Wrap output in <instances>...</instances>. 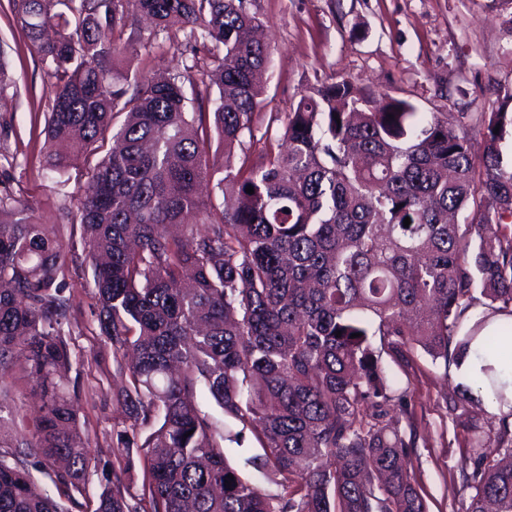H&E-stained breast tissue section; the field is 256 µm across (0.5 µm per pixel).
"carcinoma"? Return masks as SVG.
Masks as SVG:
<instances>
[{
	"instance_id": "1",
	"label": "carcinoma",
	"mask_w": 512,
	"mask_h": 512,
	"mask_svg": "<svg viewBox=\"0 0 512 512\" xmlns=\"http://www.w3.org/2000/svg\"><path fill=\"white\" fill-rule=\"evenodd\" d=\"M13 7L49 78L51 166L74 147L105 154L60 212L81 225L78 245L0 191V380L19 366L39 397L22 434L0 415V512H428L392 367L411 383L420 349L446 381L472 345L487 364L447 395L469 425L465 512H512V383L491 364L512 344L494 320L512 317V85L491 112L421 113L342 78L264 117L272 48L248 0ZM175 25L208 53L205 112L188 111L189 66L130 94L115 69ZM67 256L91 267L126 379L113 400L139 495L120 461L89 486L98 462L63 376ZM476 307L489 314L461 331ZM486 394L497 414L483 426ZM202 399L238 431L218 430ZM246 432L263 450L246 464L281 493L229 462Z\"/></svg>"
}]
</instances>
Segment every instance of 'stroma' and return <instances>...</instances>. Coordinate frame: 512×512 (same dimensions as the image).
<instances>
[{
    "instance_id": "35a3bbf8",
    "label": "stroma",
    "mask_w": 512,
    "mask_h": 512,
    "mask_svg": "<svg viewBox=\"0 0 512 512\" xmlns=\"http://www.w3.org/2000/svg\"><path fill=\"white\" fill-rule=\"evenodd\" d=\"M252 8L264 18L273 49L268 113H288L299 92L336 78L370 96L408 100L421 112H489L500 88L512 84V0H252ZM185 43L184 30L172 28L118 68L131 78L182 69L192 62ZM0 59L13 82L0 93V165L12 164L9 188L38 223L57 225L65 238L79 236V225L60 223L59 213L91 159L72 151L61 171H50L44 74L10 0H0ZM64 284L74 299L67 341L78 359L69 378L79 391L90 451L107 468L128 463L126 485L138 494L141 462L116 437L126 414L112 394L123 381L97 328L90 269L66 264ZM415 359L407 401L420 436L412 453L418 481L429 512H464L468 494L459 475L468 424L449 417L430 358L419 351Z\"/></svg>"
}]
</instances>
